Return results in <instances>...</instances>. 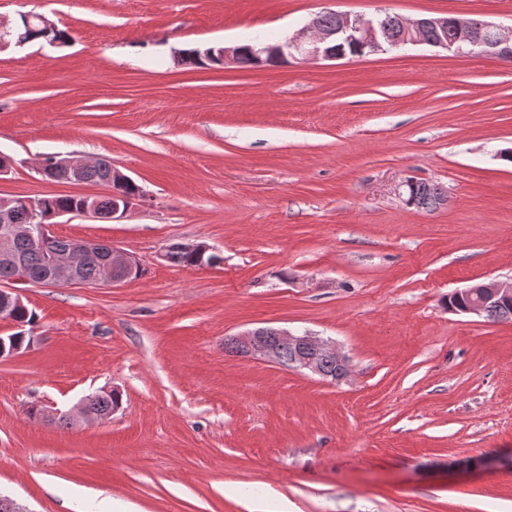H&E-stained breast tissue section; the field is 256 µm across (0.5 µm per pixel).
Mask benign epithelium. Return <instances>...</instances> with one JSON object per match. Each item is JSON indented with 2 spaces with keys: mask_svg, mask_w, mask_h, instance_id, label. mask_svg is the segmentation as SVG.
I'll return each instance as SVG.
<instances>
[{
  "mask_svg": "<svg viewBox=\"0 0 512 512\" xmlns=\"http://www.w3.org/2000/svg\"><path fill=\"white\" fill-rule=\"evenodd\" d=\"M338 24L331 29L318 25L317 19H312L306 26L298 30L288 39L276 44L252 47L255 61L263 62V56L272 49H277L283 60L299 59L305 61L339 60L341 56L334 53L332 45L337 42H352L364 47L368 54L383 53L390 48L416 45H428L444 50L461 52L465 49L476 51L482 56L509 57L512 55V31L501 25L483 21L478 27H473L472 20L459 16H422L415 19H403L402 33L395 41L387 40L383 24L377 17L366 15L337 14ZM453 28L456 39L440 36V33ZM435 34L426 38L424 33ZM87 160L75 157L53 156L50 160L42 161L38 172L44 179H54V171L66 170L73 180H79L82 166ZM17 199H0V263L15 270L10 281L29 283V273L21 256L12 249V240L16 236L42 241L51 238L53 231L49 224H14L12 223ZM187 252L201 256H210V266L223 263V257L206 243L178 244ZM49 275L42 281L44 286H84L86 282L79 276L75 257L51 253L47 257ZM106 273L92 286H116L134 277L141 268L139 259L122 249L112 247L105 261ZM468 304L466 314L484 317L489 307L512 298V283L497 282L481 283L461 290ZM23 306L21 297L12 289L0 288V319L14 320L15 309ZM233 352L248 358H260L276 364H281L282 349L287 347L292 351L288 361L291 368L307 370L314 375L329 379L324 371L322 360L330 358L336 364L334 382L348 379L351 374L349 359L336 344L310 334H295L288 330L273 327H259L230 337Z\"/></svg>",
  "mask_w": 512,
  "mask_h": 512,
  "instance_id": "1",
  "label": "benign epithelium"
}]
</instances>
